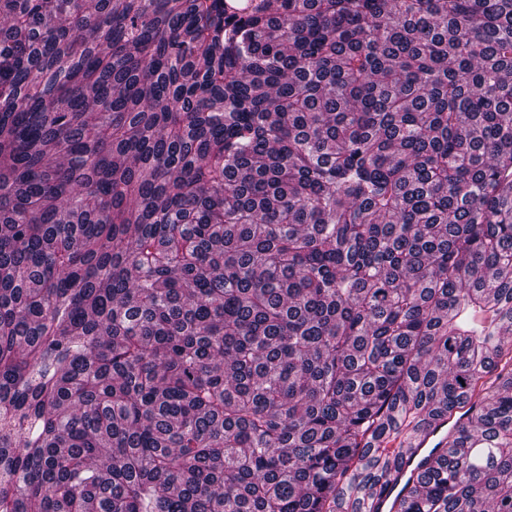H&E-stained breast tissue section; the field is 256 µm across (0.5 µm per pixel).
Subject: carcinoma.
<instances>
[{"label":"carcinoma","instance_id":"1","mask_svg":"<svg viewBox=\"0 0 512 512\" xmlns=\"http://www.w3.org/2000/svg\"><path fill=\"white\" fill-rule=\"evenodd\" d=\"M384 504L512 512V0H0V512Z\"/></svg>","mask_w":512,"mask_h":512}]
</instances>
